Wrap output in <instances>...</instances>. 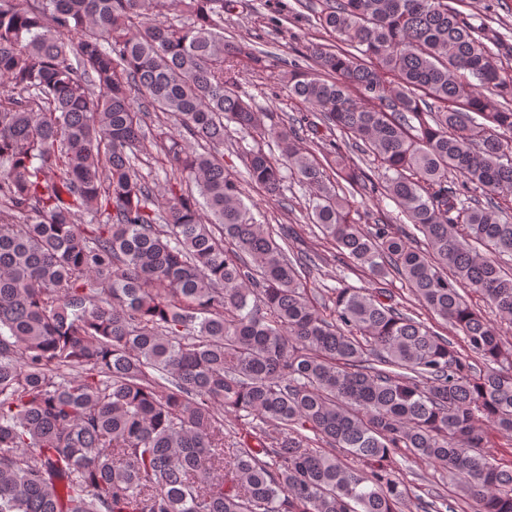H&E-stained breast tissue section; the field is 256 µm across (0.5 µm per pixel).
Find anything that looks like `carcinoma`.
Returning a JSON list of instances; mask_svg holds the SVG:
<instances>
[{
    "instance_id": "cac0c4a2",
    "label": "carcinoma",
    "mask_w": 512,
    "mask_h": 512,
    "mask_svg": "<svg viewBox=\"0 0 512 512\" xmlns=\"http://www.w3.org/2000/svg\"><path fill=\"white\" fill-rule=\"evenodd\" d=\"M233 7L0 0V512H403L397 453L512 512V464L483 452L512 438V346L461 294L512 319L497 35L450 0H330V40L282 76L339 132L320 158L238 92ZM153 112L176 131L147 139ZM226 120L280 151H246V182L278 201L293 171L336 260L398 276L466 352L385 288L317 304L315 257L224 171ZM149 146L195 190L155 202ZM357 195L408 223L358 216ZM422 509L455 512L439 493Z\"/></svg>"
}]
</instances>
